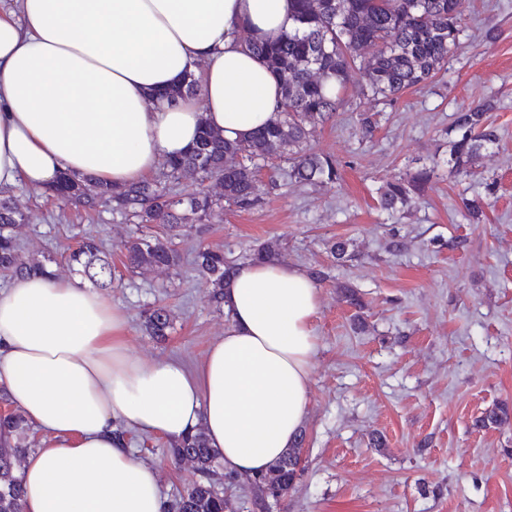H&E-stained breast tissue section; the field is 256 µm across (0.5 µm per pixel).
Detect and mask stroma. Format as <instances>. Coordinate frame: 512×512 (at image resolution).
I'll use <instances>...</instances> for the list:
<instances>
[{"label": "stroma", "mask_w": 512, "mask_h": 512, "mask_svg": "<svg viewBox=\"0 0 512 512\" xmlns=\"http://www.w3.org/2000/svg\"><path fill=\"white\" fill-rule=\"evenodd\" d=\"M460 10L467 26L447 72L388 104L350 87L315 127L310 145L336 157L338 182L296 183L268 166L262 206L192 225L175 241L178 271L128 273L109 294L127 316L133 354L194 368L228 321L190 265L197 248L242 263L277 238L281 263L325 273L303 472L268 512H512V423L476 424L492 409L512 413V0H461ZM479 101L492 103L487 121L499 139L476 174L434 179L408 206L384 209L386 178L446 162L456 112ZM363 112L378 120L368 140ZM477 196L488 202L478 222L462 205ZM12 197L30 215L16 229L25 254L60 255L87 235L121 265L135 227L120 215L63 212L22 186ZM336 242L347 259L331 256ZM344 284L362 308L345 301ZM158 303L174 316L163 342L140 330L143 310ZM131 447L156 467L167 499L196 478L190 463L172 462L163 436L135 435Z\"/></svg>", "instance_id": "obj_1"}]
</instances>
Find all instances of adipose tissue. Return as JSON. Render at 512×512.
Listing matches in <instances>:
<instances>
[{"mask_svg": "<svg viewBox=\"0 0 512 512\" xmlns=\"http://www.w3.org/2000/svg\"><path fill=\"white\" fill-rule=\"evenodd\" d=\"M0 10V188L61 173L123 186L188 152L202 124L235 141L272 123L278 81L251 41L295 26L293 0H14ZM194 71L201 93H160ZM231 313L198 368L148 362L125 314L80 277L0 290V386L50 437L21 470L23 512H168L154 466L115 430L204 431L228 473L264 472L311 403L318 292L304 270L236 266Z\"/></svg>", "mask_w": 512, "mask_h": 512, "instance_id": "obj_1", "label": "adipose tissue"}]
</instances>
